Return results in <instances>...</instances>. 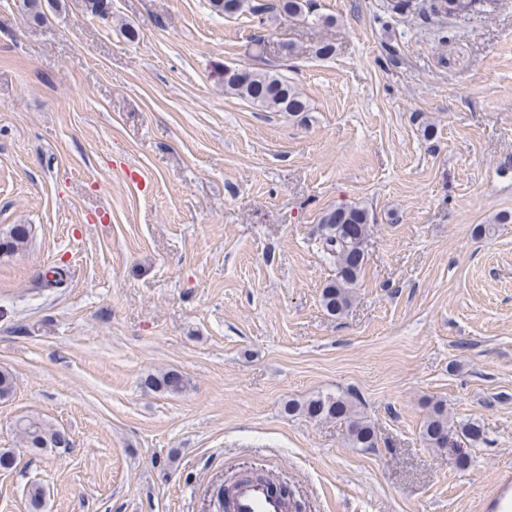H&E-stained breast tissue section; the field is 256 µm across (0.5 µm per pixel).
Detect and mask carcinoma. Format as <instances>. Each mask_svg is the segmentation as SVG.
<instances>
[{
	"label": "carcinoma",
	"instance_id": "1",
	"mask_svg": "<svg viewBox=\"0 0 512 512\" xmlns=\"http://www.w3.org/2000/svg\"><path fill=\"white\" fill-rule=\"evenodd\" d=\"M498 0H429L419 9L418 16L428 21L471 20L497 7ZM213 11L228 17L250 13L262 14L266 6L253 0H209ZM273 8L294 16L307 18L313 14L311 0H275ZM224 92L249 102L263 112H286L301 116L309 111L303 91L281 75L276 66L263 64L251 68L224 69ZM370 224L369 213L359 205L338 206L326 211L320 218L316 247L323 257L336 264V276L322 294V305L330 314H342L352 304L356 288L365 265V243ZM31 227L14 225L0 238V254L12 255L28 242ZM156 388L167 393H179L185 387L183 376L169 371L152 381ZM310 418H336L347 421V439L353 448L378 447L374 425L361 415L355 399L346 394L316 396L297 407ZM288 407V411L297 409ZM15 433L27 448L43 450L69 445L67 434L53 428L36 415L19 418ZM450 418L447 407L435 402L425 421L422 436L430 448H446L450 444Z\"/></svg>",
	"mask_w": 512,
	"mask_h": 512
}]
</instances>
